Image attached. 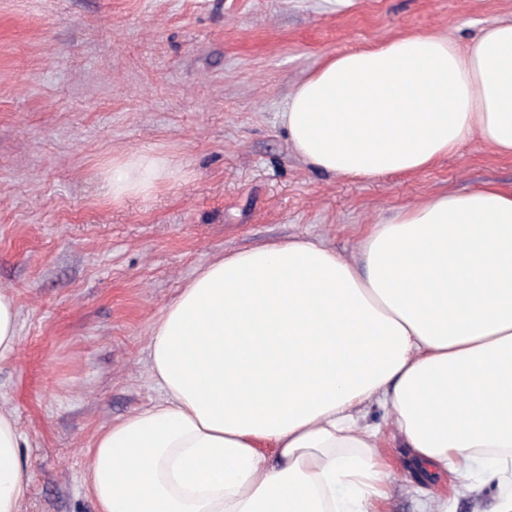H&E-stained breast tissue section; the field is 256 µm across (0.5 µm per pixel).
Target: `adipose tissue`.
Segmentation results:
<instances>
[{
    "mask_svg": "<svg viewBox=\"0 0 512 512\" xmlns=\"http://www.w3.org/2000/svg\"><path fill=\"white\" fill-rule=\"evenodd\" d=\"M280 123L349 179L414 172L477 140L512 156V23L469 43L414 33L326 59ZM148 153L113 198L151 190ZM160 390L88 450L97 512H376L394 436L512 512V190L430 196L366 225L345 257L299 238L224 253L154 323ZM375 404L389 422L372 425ZM25 438L0 410V512H21Z\"/></svg>",
    "mask_w": 512,
    "mask_h": 512,
    "instance_id": "ef3b65f1",
    "label": "adipose tissue"
}]
</instances>
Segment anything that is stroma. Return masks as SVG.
I'll list each match as a JSON object with an SVG mask.
<instances>
[{"mask_svg":"<svg viewBox=\"0 0 512 512\" xmlns=\"http://www.w3.org/2000/svg\"><path fill=\"white\" fill-rule=\"evenodd\" d=\"M512 0H0V290L19 345L0 407L27 439L23 512H97L82 484L99 431L155 401L153 324L227 251L299 237L352 253L367 224L438 193L512 189V156L473 141L412 173L314 169L279 124L294 88L336 53L409 33L469 42ZM167 160L147 194L107 172ZM386 512H493L387 443Z\"/></svg>","mask_w":512,"mask_h":512,"instance_id":"35a3bbf8","label":"stroma"}]
</instances>
